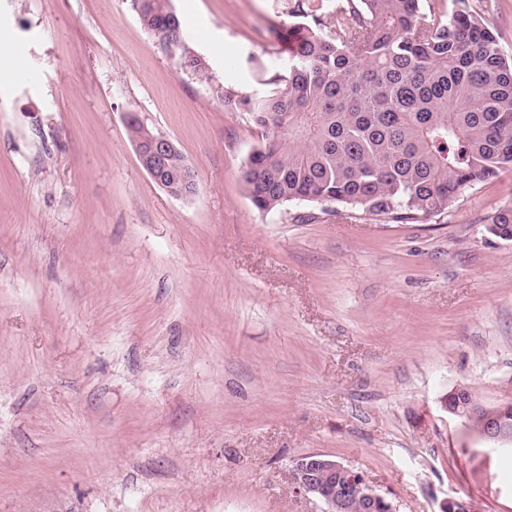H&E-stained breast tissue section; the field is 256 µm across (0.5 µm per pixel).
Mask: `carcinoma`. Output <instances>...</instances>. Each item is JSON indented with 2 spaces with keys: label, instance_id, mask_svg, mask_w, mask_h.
<instances>
[{
  "label": "carcinoma",
  "instance_id": "carcinoma-1",
  "mask_svg": "<svg viewBox=\"0 0 512 512\" xmlns=\"http://www.w3.org/2000/svg\"><path fill=\"white\" fill-rule=\"evenodd\" d=\"M130 2L181 71L207 73L172 0ZM291 16L306 22L273 29L290 54L263 81L268 90H217L224 108L271 131L242 172L257 210L304 201L324 214L342 205L416 224L512 167V58L481 18L462 8L438 14L423 0H294ZM127 128L133 141L154 134L136 117ZM184 166L178 148L165 156L171 189H183ZM487 221L493 236L512 237V206Z\"/></svg>",
  "mask_w": 512,
  "mask_h": 512
}]
</instances>
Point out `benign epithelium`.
<instances>
[{
  "mask_svg": "<svg viewBox=\"0 0 512 512\" xmlns=\"http://www.w3.org/2000/svg\"><path fill=\"white\" fill-rule=\"evenodd\" d=\"M141 166L158 185L163 182L158 173L162 156L173 142L158 134L146 144L134 143ZM448 415L465 419L481 412L486 406L468 399L462 389L456 387L444 399ZM481 436L501 443H512V402L497 405V415L487 420ZM293 481L296 490L311 495L324 503L323 512H352L353 501L362 503V512H397L396 506L381 494L366 475L321 453H311L298 459L293 465Z\"/></svg>",
  "mask_w": 512,
  "mask_h": 512,
  "instance_id": "benign-epithelium-1",
  "label": "benign epithelium"
}]
</instances>
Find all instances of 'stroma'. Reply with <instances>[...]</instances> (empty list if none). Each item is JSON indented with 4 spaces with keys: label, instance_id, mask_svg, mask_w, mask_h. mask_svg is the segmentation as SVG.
Returning a JSON list of instances; mask_svg holds the SVG:
<instances>
[{
    "label": "stroma",
    "instance_id": "obj_1",
    "mask_svg": "<svg viewBox=\"0 0 512 512\" xmlns=\"http://www.w3.org/2000/svg\"><path fill=\"white\" fill-rule=\"evenodd\" d=\"M173 4L207 75L129 0H0V512H322L292 478L313 452L398 512H512V449L443 405L512 399V241L486 223L512 168L418 224L259 211L264 131L216 90L263 92L291 0ZM464 5L512 57V0ZM131 113L195 196L141 167ZM129 114L127 116V128L130 135V139L134 142L135 140L147 139L151 135H155L154 131H152L148 126H146L143 122H141L137 117H132L130 119ZM135 150L137 157L140 161L141 166L145 169V171L150 175V177L161 186L169 195L178 199H188L190 198V190L188 189L193 183V172L188 165L185 168L183 173V182H184V192L183 195H173L167 191V188L163 186V182L158 173V165L162 158V156L167 153L170 147H173V142L168 139L166 136L162 134H158L152 138L149 143L140 145L137 142H134ZM186 159L183 156L182 152L175 146L172 148L164 159V178L167 179V185L172 190H182L183 184L180 179V174L186 166ZM444 407L449 416L457 419H465L487 408L480 401L467 399L466 396L462 394L460 387H456L448 392L444 399Z\"/></svg>",
    "mask_w": 512,
    "mask_h": 512
}]
</instances>
